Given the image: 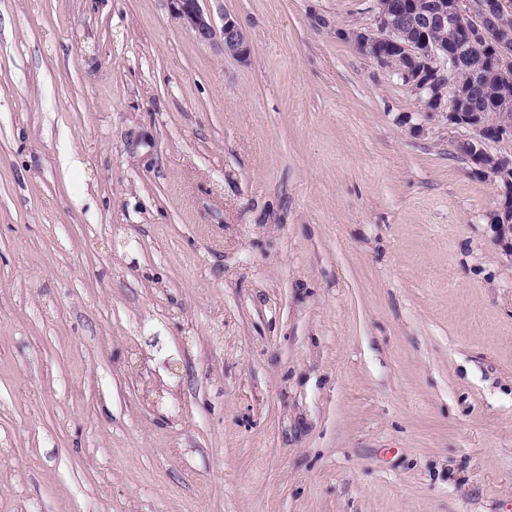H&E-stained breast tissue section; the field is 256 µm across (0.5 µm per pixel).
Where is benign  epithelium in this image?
Wrapping results in <instances>:
<instances>
[{"mask_svg": "<svg viewBox=\"0 0 512 512\" xmlns=\"http://www.w3.org/2000/svg\"><path fill=\"white\" fill-rule=\"evenodd\" d=\"M172 2L177 15L200 40L209 41L218 35L224 44V54L238 59L249 56L250 46L236 19L224 15V23L217 30L204 8L206 0ZM465 3L466 0H439L435 4L438 23L448 29V38L443 41H408L410 31L416 27L408 0H393L376 10L375 29H348L340 35L354 43L363 55L384 61L392 76L418 96L426 119L442 120L468 131L458 143L500 196L491 223L498 225L500 236L505 238L512 233V155L494 153L490 146L512 139V4L508 0H479L472 17ZM382 31L389 34L387 56L383 55L377 37ZM464 33L489 47L502 85L499 112L492 120L482 112L461 109L457 104L461 92L449 81V74L462 66L457 43Z\"/></svg>", "mask_w": 512, "mask_h": 512, "instance_id": "benign-epithelium-1", "label": "benign epithelium"}]
</instances>
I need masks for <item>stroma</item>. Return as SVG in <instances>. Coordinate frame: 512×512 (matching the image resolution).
Wrapping results in <instances>:
<instances>
[{
	"instance_id": "1",
	"label": "stroma",
	"mask_w": 512,
	"mask_h": 512,
	"mask_svg": "<svg viewBox=\"0 0 512 512\" xmlns=\"http://www.w3.org/2000/svg\"><path fill=\"white\" fill-rule=\"evenodd\" d=\"M376 0H0V512H512V242ZM177 15L194 31L201 41L212 40L217 31L203 4L207 0H171ZM219 33L224 44L225 55L238 59H245L249 56L250 46L236 19L229 15L225 16Z\"/></svg>"
}]
</instances>
